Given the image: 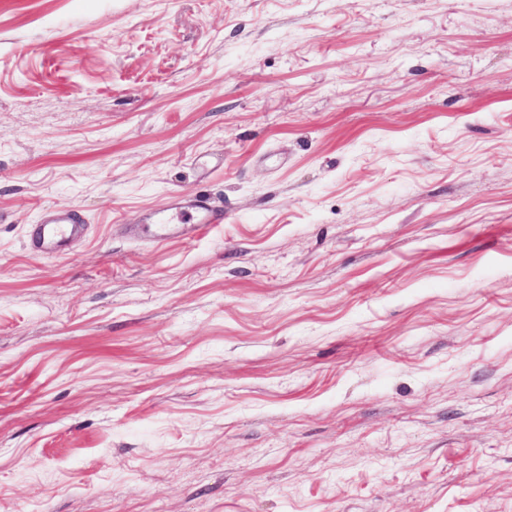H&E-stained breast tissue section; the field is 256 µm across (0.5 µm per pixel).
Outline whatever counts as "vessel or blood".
<instances>
[{
    "label": "vessel or blood",
    "mask_w": 512,
    "mask_h": 512,
    "mask_svg": "<svg viewBox=\"0 0 512 512\" xmlns=\"http://www.w3.org/2000/svg\"><path fill=\"white\" fill-rule=\"evenodd\" d=\"M224 211L207 196H172L167 208L154 213L145 229L125 228L126 236L151 242L190 239L223 223ZM87 232L83 215L72 208L44 209L42 220L28 233L31 251L44 256L65 252L68 244Z\"/></svg>",
    "instance_id": "1"
}]
</instances>
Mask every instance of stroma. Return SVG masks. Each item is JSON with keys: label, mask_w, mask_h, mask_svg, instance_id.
Masks as SVG:
<instances>
[{"label": "stroma", "mask_w": 512, "mask_h": 512, "mask_svg": "<svg viewBox=\"0 0 512 512\" xmlns=\"http://www.w3.org/2000/svg\"><path fill=\"white\" fill-rule=\"evenodd\" d=\"M0 512H512V0H0ZM224 222V209L206 195H174L170 205L154 213L145 230L120 226L126 236L151 242L190 239ZM42 220L28 233V247L44 256H57L65 252L68 244L87 232L83 215L76 209L48 207Z\"/></svg>", "instance_id": "stroma-1"}]
</instances>
